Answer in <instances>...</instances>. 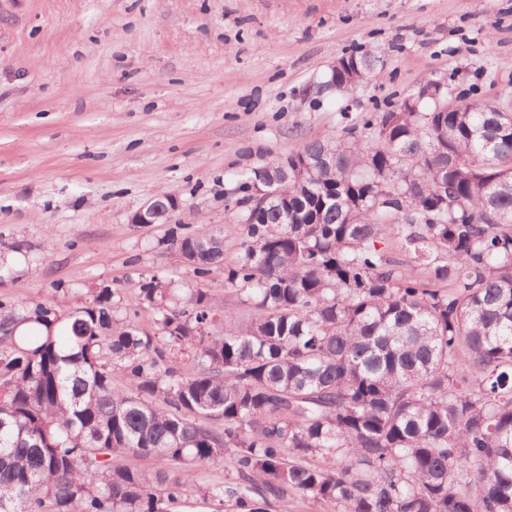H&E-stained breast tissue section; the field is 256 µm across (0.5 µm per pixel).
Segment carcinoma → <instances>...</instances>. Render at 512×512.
I'll list each match as a JSON object with an SVG mask.
<instances>
[{"mask_svg":"<svg viewBox=\"0 0 512 512\" xmlns=\"http://www.w3.org/2000/svg\"><path fill=\"white\" fill-rule=\"evenodd\" d=\"M344 58L355 83L374 75ZM396 108L286 156L312 172L239 209L232 254L216 229L173 240L197 275L224 266L244 325L157 276L138 285L152 333L109 286L68 309L0 303V504L173 512L190 484L249 512L288 492L333 512H512V112ZM219 459L237 480L199 482Z\"/></svg>","mask_w":512,"mask_h":512,"instance_id":"1","label":"carcinoma"}]
</instances>
